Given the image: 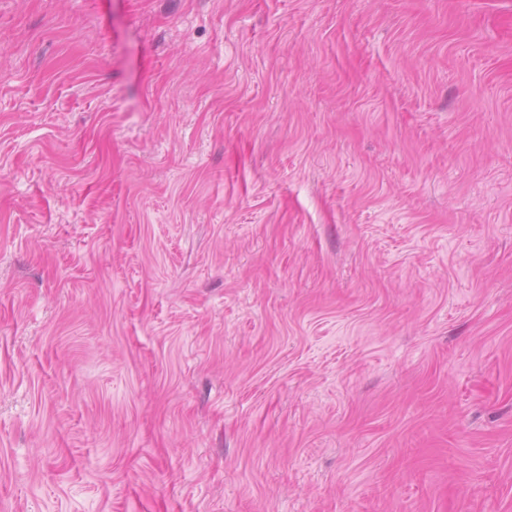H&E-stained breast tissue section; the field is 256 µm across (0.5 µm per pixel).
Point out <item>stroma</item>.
<instances>
[{"instance_id":"obj_1","label":"stroma","mask_w":512,"mask_h":512,"mask_svg":"<svg viewBox=\"0 0 512 512\" xmlns=\"http://www.w3.org/2000/svg\"><path fill=\"white\" fill-rule=\"evenodd\" d=\"M0 512H512V0H0Z\"/></svg>"}]
</instances>
